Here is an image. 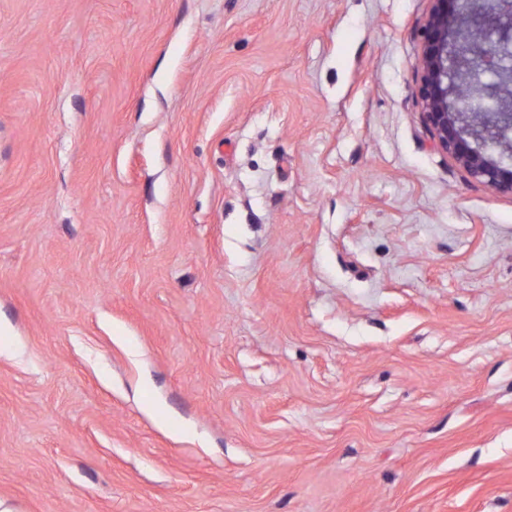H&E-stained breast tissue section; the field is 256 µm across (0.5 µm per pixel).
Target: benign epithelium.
<instances>
[{
  "mask_svg": "<svg viewBox=\"0 0 512 512\" xmlns=\"http://www.w3.org/2000/svg\"><path fill=\"white\" fill-rule=\"evenodd\" d=\"M463 1L471 13L512 12V0H430L418 97L437 146L475 181L512 195V69L501 65L512 42L485 50L473 65L459 39L475 28L457 8ZM487 72L497 79L485 81Z\"/></svg>",
  "mask_w": 512,
  "mask_h": 512,
  "instance_id": "obj_1",
  "label": "benign epithelium"
}]
</instances>
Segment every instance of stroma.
<instances>
[{
    "label": "stroma",
    "mask_w": 512,
    "mask_h": 512,
    "mask_svg": "<svg viewBox=\"0 0 512 512\" xmlns=\"http://www.w3.org/2000/svg\"><path fill=\"white\" fill-rule=\"evenodd\" d=\"M429 0H0V507L512 512V196ZM421 48L418 97L437 146L468 175L512 195V69L501 62L511 51L505 40L472 64L459 35L476 30L468 13L511 14V0H429ZM468 3L469 10H458ZM511 56V52H510ZM497 76L484 80L485 73Z\"/></svg>",
    "instance_id": "obj_1"
}]
</instances>
